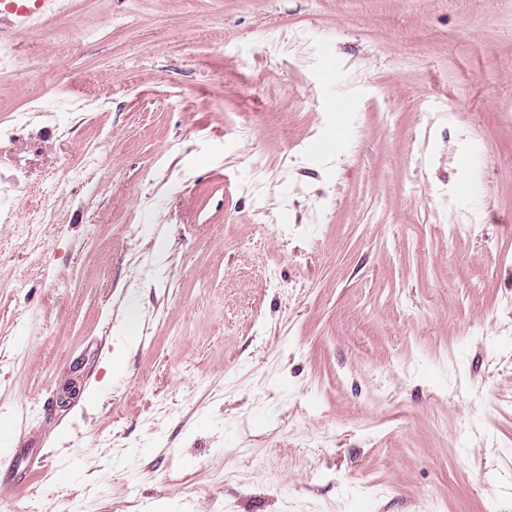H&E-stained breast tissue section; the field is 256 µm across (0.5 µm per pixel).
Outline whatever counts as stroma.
I'll return each mask as SVG.
<instances>
[{
	"mask_svg": "<svg viewBox=\"0 0 512 512\" xmlns=\"http://www.w3.org/2000/svg\"><path fill=\"white\" fill-rule=\"evenodd\" d=\"M51 10L0 13L20 499L512 512V0Z\"/></svg>",
	"mask_w": 512,
	"mask_h": 512,
	"instance_id": "35a3bbf8",
	"label": "stroma"
}]
</instances>
